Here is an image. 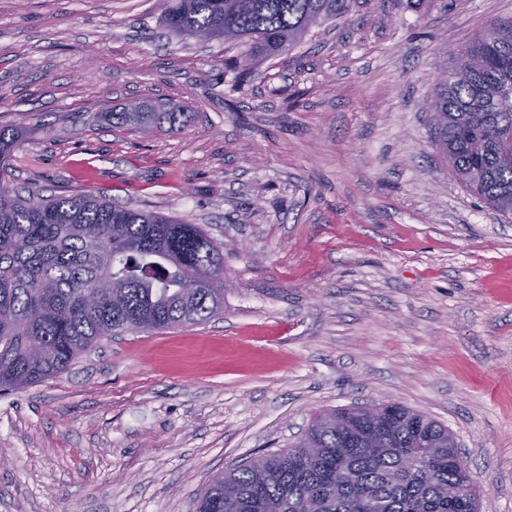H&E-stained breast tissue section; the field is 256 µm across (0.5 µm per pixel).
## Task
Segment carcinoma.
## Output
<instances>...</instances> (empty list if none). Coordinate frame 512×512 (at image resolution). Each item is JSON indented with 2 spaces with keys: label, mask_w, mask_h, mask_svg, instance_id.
<instances>
[{
  "label": "carcinoma",
  "mask_w": 512,
  "mask_h": 512,
  "mask_svg": "<svg viewBox=\"0 0 512 512\" xmlns=\"http://www.w3.org/2000/svg\"><path fill=\"white\" fill-rule=\"evenodd\" d=\"M351 0H167L166 28L244 48L251 65L287 53ZM455 177L512 219V23L458 49L428 103ZM131 108L114 124L144 123ZM16 148L0 127V172ZM224 311V253L197 224L93 194L45 196L0 180V388L66 369L104 337L172 329ZM317 414L291 448L232 468L196 512H478L473 480L448 428L399 404Z\"/></svg>",
  "instance_id": "obj_1"
}]
</instances>
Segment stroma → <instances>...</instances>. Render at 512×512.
Here are the masks:
<instances>
[{
	"label": "stroma",
	"instance_id": "1",
	"mask_svg": "<svg viewBox=\"0 0 512 512\" xmlns=\"http://www.w3.org/2000/svg\"><path fill=\"white\" fill-rule=\"evenodd\" d=\"M166 0H0V180L91 193L224 247V312L104 339L0 391V512H195L321 410L398 402L512 512V221L455 178L425 109L512 0H354L236 87ZM176 122L116 128L131 102Z\"/></svg>",
	"mask_w": 512,
	"mask_h": 512
}]
</instances>
